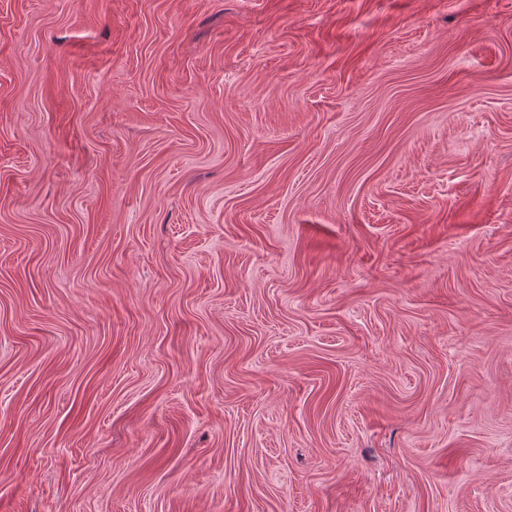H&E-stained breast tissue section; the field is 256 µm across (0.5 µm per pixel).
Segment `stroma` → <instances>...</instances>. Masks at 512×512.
I'll return each instance as SVG.
<instances>
[{"label":"stroma","mask_w":512,"mask_h":512,"mask_svg":"<svg viewBox=\"0 0 512 512\" xmlns=\"http://www.w3.org/2000/svg\"><path fill=\"white\" fill-rule=\"evenodd\" d=\"M0 512H512V0H0Z\"/></svg>","instance_id":"obj_1"}]
</instances>
